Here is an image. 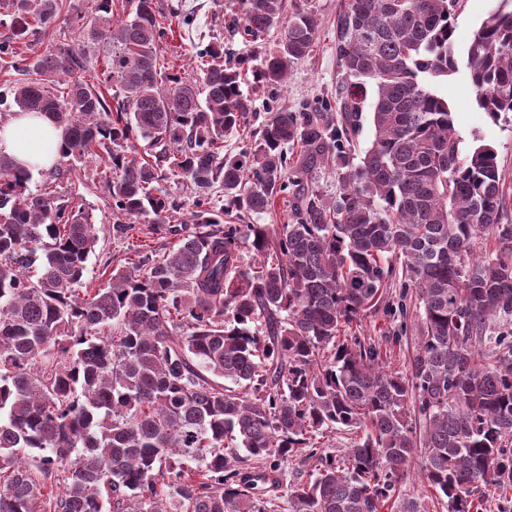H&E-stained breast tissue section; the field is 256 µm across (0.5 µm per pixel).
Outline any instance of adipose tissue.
<instances>
[{"mask_svg": "<svg viewBox=\"0 0 512 512\" xmlns=\"http://www.w3.org/2000/svg\"><path fill=\"white\" fill-rule=\"evenodd\" d=\"M63 132L39 114H15L0 126V153L12 157L22 169L51 168L59 158Z\"/></svg>", "mask_w": 512, "mask_h": 512, "instance_id": "obj_1", "label": "adipose tissue"}]
</instances>
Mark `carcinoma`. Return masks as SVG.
<instances>
[{
	"instance_id": "carcinoma-1",
	"label": "carcinoma",
	"mask_w": 512,
	"mask_h": 512,
	"mask_svg": "<svg viewBox=\"0 0 512 512\" xmlns=\"http://www.w3.org/2000/svg\"><path fill=\"white\" fill-rule=\"evenodd\" d=\"M87 2L81 43L26 56L19 45L71 6L0 0L13 103L64 133L60 166L39 189L0 154V512H381L389 502L428 512L402 491L415 466L448 512L511 503L505 185L492 145L462 153L434 85L463 69L480 110L512 112V9L488 12L460 54L459 0H346L339 114L275 112L260 138L223 157L251 112L240 89L249 59L229 65L208 44L199 88L160 70L154 0L118 14L114 0ZM238 2L244 35L282 27L253 82L284 83L316 42L309 0L287 16L284 0ZM99 44L111 51L115 109L73 78ZM49 76L65 77L61 88ZM365 111L373 138L352 155ZM139 139L158 148L155 162L136 159ZM93 154L113 238L141 222L163 229L175 203L162 163L190 180L197 227L168 253L139 249L108 287L82 295L97 229L55 185ZM329 161L334 199L300 178ZM290 186L296 223L251 224L245 238L224 223L270 212ZM480 239L491 245L477 250ZM381 306L417 322L406 373L356 334ZM337 429L355 435L339 456L326 441ZM291 458L311 472L288 480Z\"/></svg>"
}]
</instances>
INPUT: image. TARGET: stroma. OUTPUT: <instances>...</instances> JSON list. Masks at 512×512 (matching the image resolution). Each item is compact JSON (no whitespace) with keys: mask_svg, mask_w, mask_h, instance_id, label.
Masks as SVG:
<instances>
[{"mask_svg":"<svg viewBox=\"0 0 512 512\" xmlns=\"http://www.w3.org/2000/svg\"><path fill=\"white\" fill-rule=\"evenodd\" d=\"M156 4L166 28L160 42V59L182 79L198 77L196 53L213 38L223 39L224 58L228 61L263 55L278 46L280 32L276 29L254 42L243 39L239 33L243 25L242 13L235 0H156ZM311 4L320 21L313 52L294 66L286 83L266 88L256 95L244 130L225 138V153H238L251 138L257 137L272 112L282 108L319 112L326 102L335 99L336 85L341 78L336 57V18L343 0H311ZM437 91L452 105L453 123L462 148L467 150L485 142L492 144L497 150L500 175L505 184L512 187V112L501 113L494 120L478 110L472 87L462 72L439 83ZM100 170L99 159L91 156L72 174L83 207L92 214L98 229L99 243L88 263L87 273L98 288L107 284L105 264H123L133 246L132 241L114 239L110 233L112 215L106 189L99 178ZM163 185L181 207L167 215L166 230L150 236L151 246L160 253L171 250L178 242L177 235L169 233V226L187 227L191 224L186 207L189 197L187 180L170 175Z\"/></svg>","mask_w":512,"mask_h":512,"instance_id":"obj_1","label":"stroma"}]
</instances>
